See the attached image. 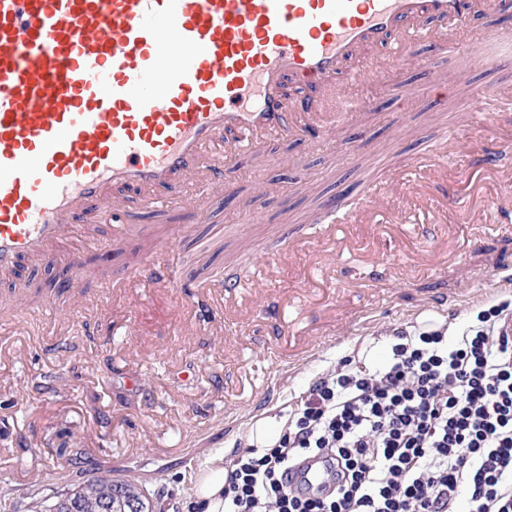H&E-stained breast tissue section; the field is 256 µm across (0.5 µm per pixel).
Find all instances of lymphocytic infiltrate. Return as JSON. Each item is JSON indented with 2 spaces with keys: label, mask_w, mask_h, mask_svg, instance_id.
Instances as JSON below:
<instances>
[{
  "label": "lymphocytic infiltrate",
  "mask_w": 512,
  "mask_h": 512,
  "mask_svg": "<svg viewBox=\"0 0 512 512\" xmlns=\"http://www.w3.org/2000/svg\"><path fill=\"white\" fill-rule=\"evenodd\" d=\"M511 315L494 305L453 341L403 333L383 365L314 379L278 442L228 465L224 512H512ZM302 456L331 462V488L287 487Z\"/></svg>",
  "instance_id": "f902f5d3"
}]
</instances>
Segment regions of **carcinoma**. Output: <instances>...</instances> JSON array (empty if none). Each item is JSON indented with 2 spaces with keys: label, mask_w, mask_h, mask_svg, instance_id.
<instances>
[{
  "label": "carcinoma",
  "mask_w": 512,
  "mask_h": 512,
  "mask_svg": "<svg viewBox=\"0 0 512 512\" xmlns=\"http://www.w3.org/2000/svg\"><path fill=\"white\" fill-rule=\"evenodd\" d=\"M130 499L142 503L149 512L147 494L127 479L97 476L56 497L47 512H123Z\"/></svg>",
  "instance_id": "carcinoma-1"
}]
</instances>
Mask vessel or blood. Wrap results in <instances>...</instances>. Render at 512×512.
<instances>
[{"instance_id":"vessel-or-blood-1","label":"vessel or blood","mask_w":512,"mask_h":512,"mask_svg":"<svg viewBox=\"0 0 512 512\" xmlns=\"http://www.w3.org/2000/svg\"><path fill=\"white\" fill-rule=\"evenodd\" d=\"M493 0H0V274L22 259L51 260L76 238L95 245L77 213L96 209L103 222L131 223L133 205L185 211L203 223L208 199L190 188L224 180L240 154L271 140L300 136L323 142L354 91L386 78L394 65L414 67L420 47L455 58L459 45L482 71L496 76L512 65V29L472 38L470 21ZM374 62L353 67L360 54ZM300 95L285 98L283 79ZM469 98L497 108L512 102V83L486 87L469 70L457 73ZM438 79L396 91L400 110L432 97ZM460 140L441 129L414 159L368 181L361 204H326L310 230L286 239L264 264L273 277L283 258L338 247L336 227L381 214L388 199H404L409 223L428 250L445 253L432 194L414 191L418 175L434 188L448 182V161ZM464 181L498 171L499 209L512 210V169L466 149ZM450 223L465 224L472 241L493 228L488 212L467 197L446 201ZM167 241L156 242L126 278L143 288L177 283ZM73 281L108 284L106 267L73 259ZM398 270L379 260L362 288H382ZM326 466L298 464L294 484L324 487Z\"/></svg>"}]
</instances>
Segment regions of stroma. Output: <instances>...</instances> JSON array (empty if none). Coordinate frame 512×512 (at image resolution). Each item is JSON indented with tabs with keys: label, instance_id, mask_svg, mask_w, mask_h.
I'll return each mask as SVG.
<instances>
[{
	"label": "stroma",
	"instance_id": "obj_1",
	"mask_svg": "<svg viewBox=\"0 0 512 512\" xmlns=\"http://www.w3.org/2000/svg\"><path fill=\"white\" fill-rule=\"evenodd\" d=\"M421 55L442 70V104L399 111L396 88L421 83L425 71L393 67L385 85L369 90L366 107L347 113L322 145L295 137L241 155L227 180L249 201L254 222H242L235 204L217 194L208 223L184 232L168 216H145L179 255L180 287L88 281L60 291L49 282L70 274L64 252L52 264L24 263L0 279V512H39L45 500L95 475L133 480L155 512H190L197 470L216 453L231 459L248 450L257 419L287 424L315 378L346 359L383 363L397 332L442 328L454 337L476 325L481 311L512 301V288L495 282L512 260V213L497 215L506 232L477 243L456 233L447 256L410 270L409 257L424 243L395 200L384 223L340 225L354 245L336 261L335 282H323L315 255L280 266L265 290L279 300L289 335L269 329L263 311L242 322L224 308L225 270L254 284V265L286 233L306 228L338 192L359 198L385 162L411 157L443 127L455 126L490 154L512 144V109L475 112L454 92L457 70L470 64L466 53L452 65L429 47ZM139 230H104L85 261L124 277L149 249ZM370 249L404 265L401 279L380 294L345 291V282L365 275L360 258ZM200 282L213 313L197 323L199 300L182 287ZM444 292L453 301L442 311L432 301ZM270 348L279 358L267 356ZM131 377L139 386L128 385Z\"/></svg>",
	"mask_w": 512,
	"mask_h": 512
}]
</instances>
